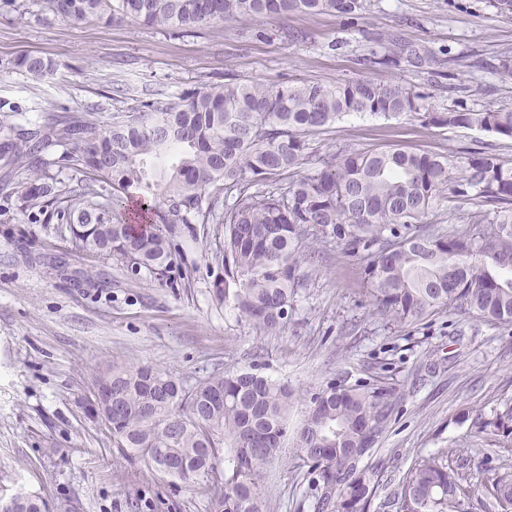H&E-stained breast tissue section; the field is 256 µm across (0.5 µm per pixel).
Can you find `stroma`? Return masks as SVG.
Listing matches in <instances>:
<instances>
[{"label": "stroma", "instance_id": "obj_1", "mask_svg": "<svg viewBox=\"0 0 512 512\" xmlns=\"http://www.w3.org/2000/svg\"><path fill=\"white\" fill-rule=\"evenodd\" d=\"M0 7V116L25 125L45 112L97 108L101 118L144 101L173 102L230 78L285 84L394 80L427 93L441 111L512 108V83L494 68L512 53V13L489 0H365L349 19L294 12L282 20L214 22L165 33L125 20L81 25L43 19L37 0ZM394 36L432 53L438 75L400 63L364 65ZM25 54L64 69L36 79L15 68ZM323 152L403 147L464 164L482 148L512 161V138L461 127L426 128L410 117L350 114L313 140ZM221 225L181 237L167 281L132 276L75 247L53 211L24 210L0 191V492L44 497L52 512H207L205 479L172 480L123 457L89 398L109 364H150L194 383L229 366H257L297 393L331 380L395 387L400 404L370 466L385 465L371 512L383 507L413 462L444 448H471L490 483L512 460V441L477 433V417L512 406V326L440 309L409 326H383L363 294V264L343 245L315 266L280 332H256L213 296L224 268ZM100 274L99 290L85 282ZM313 480L293 449L269 467L271 512H314Z\"/></svg>", "mask_w": 512, "mask_h": 512}]
</instances>
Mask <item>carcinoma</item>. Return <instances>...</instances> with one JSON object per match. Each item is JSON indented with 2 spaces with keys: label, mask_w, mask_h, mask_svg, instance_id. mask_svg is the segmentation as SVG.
Here are the masks:
<instances>
[{
  "label": "carcinoma",
  "mask_w": 512,
  "mask_h": 512,
  "mask_svg": "<svg viewBox=\"0 0 512 512\" xmlns=\"http://www.w3.org/2000/svg\"><path fill=\"white\" fill-rule=\"evenodd\" d=\"M40 10L80 24L90 17L129 18L182 33L214 21L281 18L291 12L354 15L364 0H39ZM388 52L363 62L416 68L435 60L387 38ZM15 66L35 79L60 64L25 55ZM398 82L367 78L332 84L283 85L230 79L184 92L173 103L144 102L102 122L96 112L49 118L30 128L0 121V155L27 173L18 199L25 209L55 208L77 247L136 275L168 278L176 234L196 225L224 226L219 252L224 278L213 294L253 328L279 332L306 287L301 263L343 244L366 256L364 284L373 314L410 325L435 309L456 306L491 323H512V164L473 151L461 172L448 157L402 148L321 153L310 138L351 113L412 116L427 127L475 128L512 138V108L446 112ZM66 146L60 162L85 188L49 183L44 155ZM140 198L145 224H131L95 200V186ZM477 207L478 230L446 232L428 222L444 199ZM493 206L494 210L487 209ZM112 441L121 453L156 472L191 482L210 478L208 512H270L264 471L288 441L317 474L319 512H370L379 473L362 465L387 429L395 389L335 381L303 399L286 382L233 367L192 386L150 365L111 364ZM305 419L292 429L295 402ZM483 432L512 436V407L479 422ZM474 457L441 451L414 461L387 500L394 512H463L479 491ZM489 506L512 512V465L485 486ZM45 501L17 492L0 512H41Z\"/></svg>",
  "instance_id": "carcinoma-1"
}]
</instances>
